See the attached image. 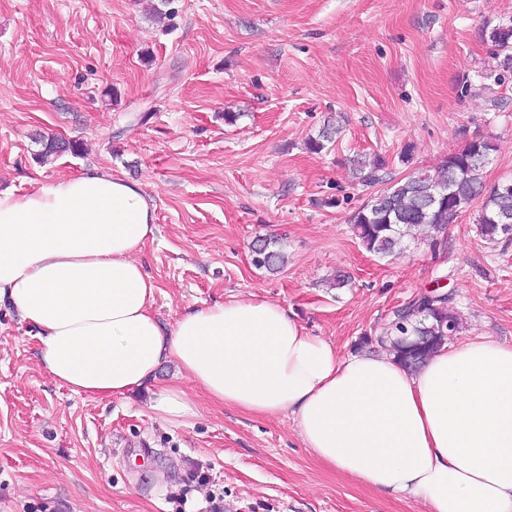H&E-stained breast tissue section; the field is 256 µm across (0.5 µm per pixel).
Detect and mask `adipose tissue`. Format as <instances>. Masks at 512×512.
I'll return each instance as SVG.
<instances>
[{"mask_svg": "<svg viewBox=\"0 0 512 512\" xmlns=\"http://www.w3.org/2000/svg\"><path fill=\"white\" fill-rule=\"evenodd\" d=\"M155 229L139 186L103 169L0 193V303L35 329L57 382L121 397L171 364L215 403L290 414L316 459L374 490L426 512H512V344L444 346L411 371L341 355L265 300L165 324L137 261Z\"/></svg>", "mask_w": 512, "mask_h": 512, "instance_id": "ef3b65f1", "label": "adipose tissue"}]
</instances>
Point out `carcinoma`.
<instances>
[{"instance_id": "obj_1", "label": "carcinoma", "mask_w": 512, "mask_h": 512, "mask_svg": "<svg viewBox=\"0 0 512 512\" xmlns=\"http://www.w3.org/2000/svg\"><path fill=\"white\" fill-rule=\"evenodd\" d=\"M489 40L504 52L503 66L512 65V25L498 26L489 33ZM340 127L328 125L317 137L308 140V149L318 153ZM41 158L78 152L75 141L48 138L41 141ZM497 151L490 138L475 137L465 146L446 156L432 170L421 169L405 180L395 183L388 178L389 163L378 154L366 163L360 162L355 174L361 181L381 185L369 202L352 217V228L366 251L374 254H392L406 248V239L415 229H423L428 237L444 232L455 222L462 209L477 197H483L477 224L480 236L489 244L512 241V226L499 221L500 216H512V189L503 191L483 182L484 170ZM452 169L460 175L449 179ZM276 241L269 238L254 248L252 263L276 270L283 262ZM460 319L446 294H421L393 312L376 337L365 336L362 344H378L396 356L397 361L412 370L432 354L448 337L460 330Z\"/></svg>"}]
</instances>
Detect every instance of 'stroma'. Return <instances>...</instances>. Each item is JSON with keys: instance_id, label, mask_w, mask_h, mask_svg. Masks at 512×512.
Returning <instances> with one entry per match:
<instances>
[{"instance_id": "35a3bbf8", "label": "stroma", "mask_w": 512, "mask_h": 512, "mask_svg": "<svg viewBox=\"0 0 512 512\" xmlns=\"http://www.w3.org/2000/svg\"><path fill=\"white\" fill-rule=\"evenodd\" d=\"M150 6L0 0L1 191L95 168L139 185L157 232L138 260L167 322L255 296L349 355L438 288L461 318L450 345L512 343V242L480 237L478 204L390 256L350 224L376 192L353 178L357 158L385 156L401 180L483 136L497 146L485 182L512 177V67L488 39L512 0H167L160 21ZM330 119L340 138L309 152ZM42 136L83 150L40 162ZM269 237L286 257L276 273L251 262ZM37 346L1 305L0 512H176L178 493L199 512L211 491L224 512H425L317 460L289 415L215 404L168 365L156 385L189 392L194 412L165 421L155 385L91 400ZM197 464L210 486L187 480Z\"/></svg>"}]
</instances>
